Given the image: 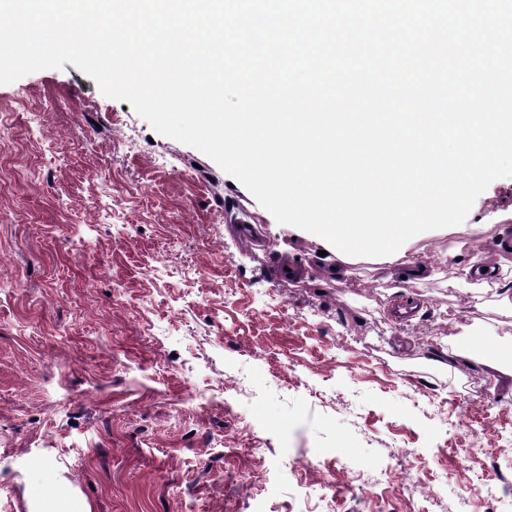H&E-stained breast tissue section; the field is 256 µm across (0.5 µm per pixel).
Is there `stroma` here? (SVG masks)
<instances>
[{
    "label": "stroma",
    "mask_w": 512,
    "mask_h": 512,
    "mask_svg": "<svg viewBox=\"0 0 512 512\" xmlns=\"http://www.w3.org/2000/svg\"><path fill=\"white\" fill-rule=\"evenodd\" d=\"M507 241L512 177L338 255L73 64L0 85V512H512ZM28 512H91V506L74 493L50 495L38 488L24 494Z\"/></svg>",
    "instance_id": "1"
}]
</instances>
